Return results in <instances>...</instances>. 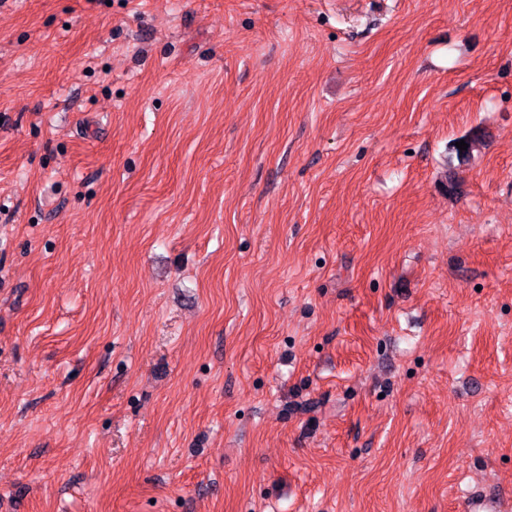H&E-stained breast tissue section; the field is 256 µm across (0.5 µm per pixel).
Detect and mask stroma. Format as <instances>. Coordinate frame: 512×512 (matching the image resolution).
I'll return each instance as SVG.
<instances>
[{"label": "stroma", "instance_id": "obj_1", "mask_svg": "<svg viewBox=\"0 0 512 512\" xmlns=\"http://www.w3.org/2000/svg\"><path fill=\"white\" fill-rule=\"evenodd\" d=\"M487 487L512 0H0V512Z\"/></svg>", "mask_w": 512, "mask_h": 512}]
</instances>
